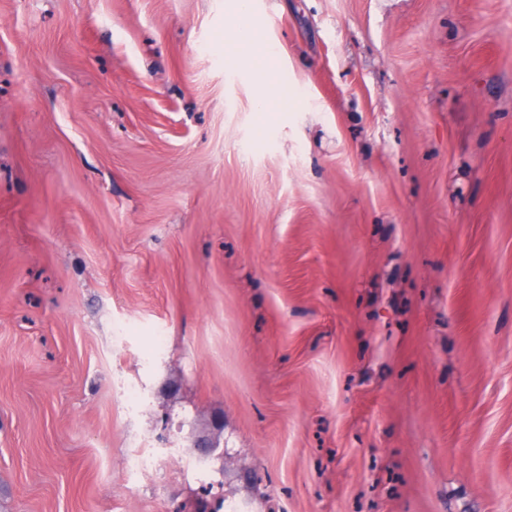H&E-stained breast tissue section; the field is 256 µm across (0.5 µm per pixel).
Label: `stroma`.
<instances>
[{
  "instance_id": "1",
  "label": "stroma",
  "mask_w": 512,
  "mask_h": 512,
  "mask_svg": "<svg viewBox=\"0 0 512 512\" xmlns=\"http://www.w3.org/2000/svg\"><path fill=\"white\" fill-rule=\"evenodd\" d=\"M250 2L0 0V512H512V0ZM224 54L234 61L245 59L257 75L256 112L261 127L271 121L278 112H288L287 93L270 79L277 53L267 44L262 34L249 23H240L231 34L224 32Z\"/></svg>"
}]
</instances>
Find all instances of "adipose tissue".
<instances>
[{
    "mask_svg": "<svg viewBox=\"0 0 512 512\" xmlns=\"http://www.w3.org/2000/svg\"><path fill=\"white\" fill-rule=\"evenodd\" d=\"M224 53L233 60H246L257 75L256 110L262 122H270L272 116L290 109L286 92L270 76L277 54L267 44L262 34L250 24L244 23L224 38Z\"/></svg>",
    "mask_w": 512,
    "mask_h": 512,
    "instance_id": "ef3b65f1",
    "label": "adipose tissue"
}]
</instances>
